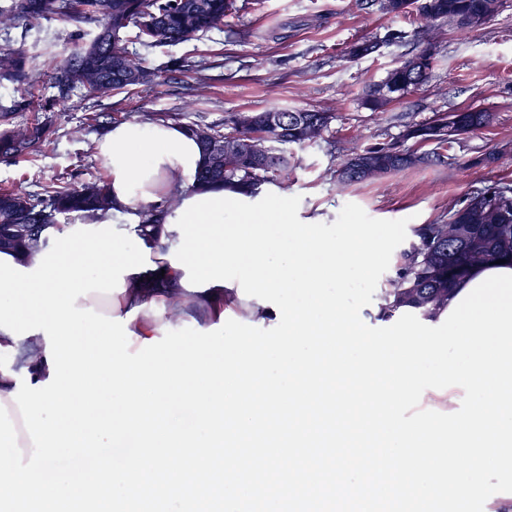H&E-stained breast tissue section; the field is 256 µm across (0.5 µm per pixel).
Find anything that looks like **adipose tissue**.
Wrapping results in <instances>:
<instances>
[{
  "label": "adipose tissue",
  "mask_w": 512,
  "mask_h": 512,
  "mask_svg": "<svg viewBox=\"0 0 512 512\" xmlns=\"http://www.w3.org/2000/svg\"><path fill=\"white\" fill-rule=\"evenodd\" d=\"M96 151L111 173V194L119 209L138 210L160 203L170 194L185 201L199 195L196 175L203 163L202 150L197 139L184 127L172 123H121L98 140ZM150 248L152 269L124 278L123 291L114 294L91 292L78 298L77 308H93L95 313L122 317L135 312L128 328L134 344L159 335L168 324L175 307H194L202 328L218 323L221 314L235 308L238 289L213 285L203 291H190L182 286L185 272L173 267L168 255L171 247L180 242V234L156 225L144 237ZM37 348L40 357L32 361L26 353ZM0 349L12 353L15 363L27 369L32 382L45 381L50 369L44 355L46 341L43 334L21 340L0 329Z\"/></svg>",
  "instance_id": "1"
}]
</instances>
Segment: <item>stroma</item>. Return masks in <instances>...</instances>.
Listing matches in <instances>:
<instances>
[{
  "mask_svg": "<svg viewBox=\"0 0 512 512\" xmlns=\"http://www.w3.org/2000/svg\"><path fill=\"white\" fill-rule=\"evenodd\" d=\"M75 23L42 22L0 31V40L24 43L34 84L0 87V108L7 121L25 125L51 122L50 141L13 162L0 161V190L36 192L63 178L79 183L108 170L98 157L99 133L80 137L89 115L73 99L51 112L12 111L13 102L32 96L52 100L50 74L70 47ZM401 31L408 45L431 47L433 68L427 83L383 112L362 109L363 90L380 81L399 59L402 47L385 44L388 32ZM61 51L44 52L47 40ZM377 40L372 56L354 60L348 50L356 41ZM155 69L154 85L114 94L105 103L115 123L140 122L149 114L177 113L182 123H223L225 115L284 108L333 112L325 139L294 148L297 164L288 175L264 184V193L300 199L301 221L332 224L344 205L361 206L372 218L410 219L412 225L447 218L451 205L495 182L512 183V0H500L497 15L483 28L461 30L437 21L382 13L376 0H247L237 16L176 45L139 49ZM195 63L188 71H168L171 59ZM479 107L492 122L462 135L444 150L440 162L411 167L384 178L341 188L329 171L350 146L366 147L400 140L405 125L433 113Z\"/></svg>",
  "mask_w": 512,
  "mask_h": 512,
  "instance_id": "stroma-1",
  "label": "stroma"
}]
</instances>
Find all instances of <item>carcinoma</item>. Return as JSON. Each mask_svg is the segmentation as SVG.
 I'll list each match as a JSON object with an SVG mask.
<instances>
[{
    "instance_id": "carcinoma-1",
    "label": "carcinoma",
    "mask_w": 512,
    "mask_h": 512,
    "mask_svg": "<svg viewBox=\"0 0 512 512\" xmlns=\"http://www.w3.org/2000/svg\"><path fill=\"white\" fill-rule=\"evenodd\" d=\"M380 9L389 14L416 12L427 22L448 21L461 29H471L473 19H492L498 0H379ZM239 10L236 0H10L0 5V27L8 29L19 22L68 20L94 22L92 38L77 36L70 56L56 69L52 85L54 101L67 103L73 92L86 91L93 106L112 94L132 86L149 85L157 74L142 58L127 51L123 34L133 27L145 48L187 41L200 33L224 24V18ZM433 54L426 48L404 54L386 71L377 86L366 90L361 105L382 112L389 104L417 90L428 79ZM33 82L25 45L0 48V84L30 86ZM261 124L249 129L236 127V116L224 117V130L213 126L210 143H201L203 165L197 182L204 186L254 194L266 175H277L295 165L290 148L300 147L309 138L314 123L329 132L333 113L308 109L261 112ZM456 117V135L479 130L493 119L481 108L438 112L431 119L406 127L403 139L419 144L443 146L448 140V118ZM242 135L257 132L280 144V154L263 163L246 156L234 160L229 169H213L208 164V148L222 146L227 133ZM52 135L44 122L22 128L0 130V159L15 161L35 150ZM410 150L397 143H379L348 150L340 167L330 172L343 185L364 180V166L375 178L384 177L417 164H428L436 154L409 157ZM113 209L109 182L102 178L77 186L52 184L30 195L14 190L0 191V250L10 249L23 263L30 262L45 249L35 224H52L54 215L67 218L104 219ZM501 259H512V185L494 184L470 194L458 206L448 209L442 224H420L401 251L394 276L379 291L377 318L388 320L413 314L434 322L448 312V296L453 285L473 268Z\"/></svg>"
}]
</instances>
